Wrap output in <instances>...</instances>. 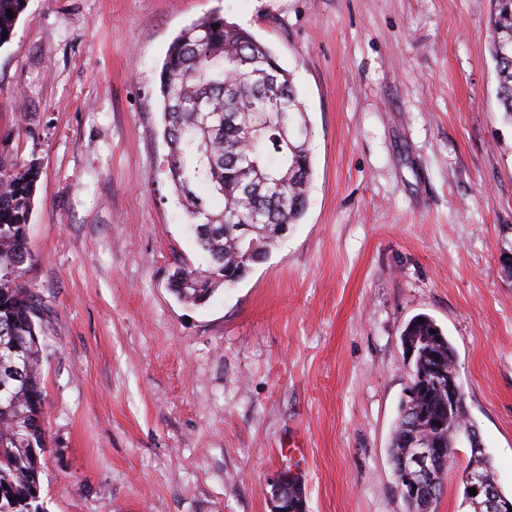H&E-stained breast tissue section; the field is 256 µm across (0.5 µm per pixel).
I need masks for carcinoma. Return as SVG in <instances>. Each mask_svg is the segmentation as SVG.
Masks as SVG:
<instances>
[{"label":"carcinoma","mask_w":512,"mask_h":512,"mask_svg":"<svg viewBox=\"0 0 512 512\" xmlns=\"http://www.w3.org/2000/svg\"><path fill=\"white\" fill-rule=\"evenodd\" d=\"M490 53L498 99L512 122V0H492ZM26 0H0V47L10 41ZM14 12L8 18L7 10ZM219 28H213V25ZM166 167L181 197L204 270L178 267L171 289L184 303L201 305L255 266L233 231L253 224L266 253L307 208L312 175V129L290 72L248 30L211 14L184 29L170 44L160 74ZM39 166L0 156V512H44L40 457L47 448L41 386L42 303L26 280L28 228ZM205 186L208 195L198 193ZM220 198L215 208L211 199ZM401 343L412 354V378L426 381L400 404L390 456L408 452L410 435L455 446L449 431L448 393L431 379L455 365V350L429 316H415ZM291 512H306L305 496L287 483Z\"/></svg>","instance_id":"carcinoma-1"}]
</instances>
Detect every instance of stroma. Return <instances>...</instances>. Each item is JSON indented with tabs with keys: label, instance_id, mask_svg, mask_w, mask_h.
<instances>
[{
	"label": "stroma",
	"instance_id": "stroma-1",
	"mask_svg": "<svg viewBox=\"0 0 512 512\" xmlns=\"http://www.w3.org/2000/svg\"><path fill=\"white\" fill-rule=\"evenodd\" d=\"M491 0H27L0 47V156L36 159L27 278L46 305L45 512H410L389 446L432 317L512 494V123ZM294 75L314 137L307 211L200 307L165 169L159 73L211 13ZM304 461L282 455L290 437ZM458 441L435 512H465ZM286 480L281 481L277 487L284 486ZM288 497V509L290 512H306L305 510V496L302 488L296 482H288L281 490V497ZM277 508H272V512H288L285 508L284 499H280L277 502Z\"/></svg>",
	"mask_w": 512,
	"mask_h": 512
}]
</instances>
